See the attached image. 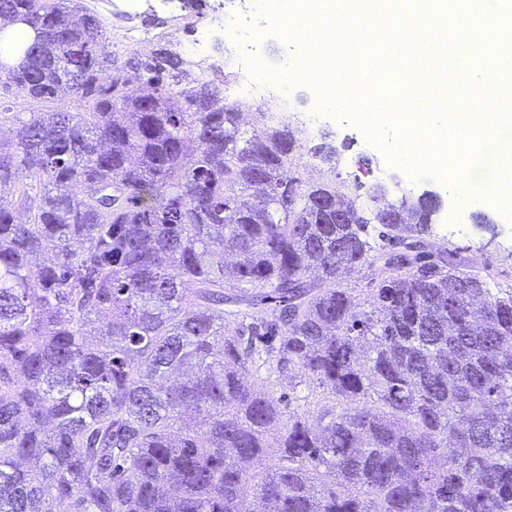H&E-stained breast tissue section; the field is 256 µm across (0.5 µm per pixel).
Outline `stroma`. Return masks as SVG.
<instances>
[{
	"instance_id": "1",
	"label": "stroma",
	"mask_w": 512,
	"mask_h": 512,
	"mask_svg": "<svg viewBox=\"0 0 512 512\" xmlns=\"http://www.w3.org/2000/svg\"><path fill=\"white\" fill-rule=\"evenodd\" d=\"M92 8L105 14L109 22L107 35L117 52L127 47L126 37L131 28L150 37H168L172 29H180L183 41H191L195 30L206 24L214 0H202L196 9H181L178 0H151L149 8L128 24L109 13L101 0H92ZM512 156V128L495 129L492 141L480 157L466 156L465 164L473 174L469 186L455 187L416 168L402 167L392 161L386 151L375 144H364L354 138L347 122L333 118L319 125L308 137L302 138L297 157L288 169L290 176L301 183L318 181L327 172H335L343 193L364 201V212H371L366 200L369 191L383 189L389 202H397L403 187H411L413 196L430 191L439 194L442 205L433 215V222L448 221L462 225L463 233L449 236L442 249L453 253L462 270L474 267L490 271L497 281L512 283V209L500 207L498 196L512 181L503 163ZM382 177H374V170ZM487 215L488 223H479V215ZM480 255V265H473V255Z\"/></svg>"
}]
</instances>
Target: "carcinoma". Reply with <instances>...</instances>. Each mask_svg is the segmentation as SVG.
<instances>
[{
  "label": "carcinoma",
  "mask_w": 512,
  "mask_h": 512,
  "mask_svg": "<svg viewBox=\"0 0 512 512\" xmlns=\"http://www.w3.org/2000/svg\"><path fill=\"white\" fill-rule=\"evenodd\" d=\"M106 32L84 0H0V86L83 103L13 113L0 148V512H512V285L429 251L420 200L371 235L335 179L283 176L288 125ZM258 360L322 388L317 428Z\"/></svg>",
  "instance_id": "cac0c4a2"
}]
</instances>
